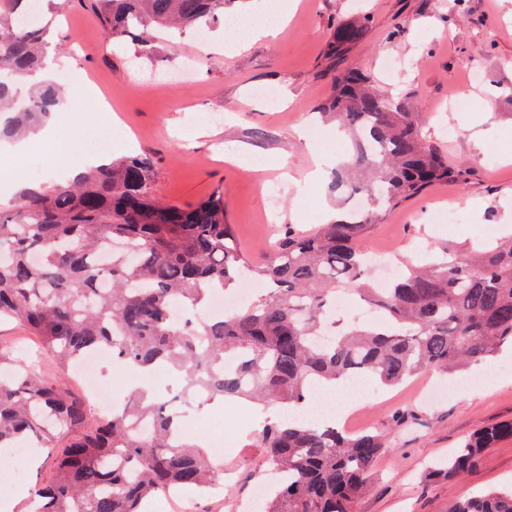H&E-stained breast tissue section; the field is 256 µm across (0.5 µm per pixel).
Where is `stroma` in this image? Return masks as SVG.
I'll return each mask as SVG.
<instances>
[{
  "label": "stroma",
  "mask_w": 512,
  "mask_h": 512,
  "mask_svg": "<svg viewBox=\"0 0 512 512\" xmlns=\"http://www.w3.org/2000/svg\"><path fill=\"white\" fill-rule=\"evenodd\" d=\"M289 12L276 39H260L239 50L231 45L225 26L210 30L207 43L195 32L160 36L154 56L139 58L130 40H110L93 11L70 0L54 27L55 55L67 58L62 82L65 95L88 88L94 93L89 110L59 112L55 129L41 145L57 151L73 131H80L86 150H94L101 131L117 121L133 139L134 152L156 164L159 196L180 205L195 204L214 191L224 193V208L242 247L261 255L269 237L282 225L311 230L325 223V210L335 207L329 177L310 183L306 177L325 155L327 167L340 157L334 147L336 125L320 117L336 91V79L358 68L368 72L383 92L405 100L424 120L425 136L466 168L464 184H435L420 195L387 211L364 239L365 247L386 246L395 257L408 259L440 243L471 246L512 225V0H235L226 16L234 21ZM369 20L365 39L343 55L327 52L333 32L355 17ZM405 61L402 73H389L385 58ZM192 65V78L171 84L170 73ZM484 75L482 85L469 82V68ZM271 88L276 99L265 100L257 89ZM472 104L456 107L455 98ZM218 112L222 122L200 116ZM455 138L442 134L443 127ZM500 154L487 165L490 148ZM245 151L262 159L253 169L231 161ZM29 169V185L46 186L54 176L37 154L25 151L10 159ZM0 175V206L15 199V182ZM283 189L275 220H268L264 188ZM447 205L462 215L459 224L441 223L437 207ZM24 344L41 369L74 392L81 379L61 371L42 354L36 337L14 321L0 323V342ZM510 364L507 373L498 372ZM488 374L490 385L428 402L418 391L425 381L448 387ZM386 404L360 401L349 393L337 408L361 405L362 429L386 436L388 446L371 470L370 487L357 512H448L452 503L512 482V440L487 449L478 465L458 478H434L427 468L447 458L450 450L478 428L512 420V350L475 363L454 374L427 371L394 387ZM195 440L209 444L211 433L224 436V462L236 466L238 482L223 502L200 498L195 512H232L236 500L248 498L255 482L269 471L255 442L267 419L251 400L198 399L187 407ZM416 411L418 424L396 425L394 416ZM59 433L52 447L33 449L23 483L14 489L26 500L49 482L56 450L69 441Z\"/></svg>",
  "instance_id": "1"
}]
</instances>
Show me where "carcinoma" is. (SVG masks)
<instances>
[{
  "label": "carcinoma",
  "mask_w": 512,
  "mask_h": 512,
  "mask_svg": "<svg viewBox=\"0 0 512 512\" xmlns=\"http://www.w3.org/2000/svg\"><path fill=\"white\" fill-rule=\"evenodd\" d=\"M24 0H0V140L38 126L60 106L61 89L41 84L26 99L17 79L46 66V28L20 19ZM110 39L129 38L138 53L155 51V31L196 30L224 19L233 0H81ZM366 18L336 28L328 51L344 53L366 35ZM325 115L353 141L331 178L339 196L378 205L306 233L291 224L257 263L239 247L224 194L193 207L156 193L149 156L112 158L76 180L24 190L0 210V321L16 320L65 367L91 349H109L121 363L167 365L193 395L247 397L282 407L310 399L319 384L372 376L393 386L429 368L458 370L512 345V234L484 246L444 245L383 288L368 282L359 242L382 213L435 183H458L461 169L423 134L403 103L371 75L348 70ZM250 277L266 292L238 312L198 326L172 317L174 302L198 310L217 291ZM351 292L377 312L370 326L341 323L325 346L336 295ZM237 361L233 370L225 361ZM0 448L50 447L55 432L78 435L36 491L38 512H141L142 503L174 488H208L221 463L208 449L175 438L166 403L136 392L112 417H91L92 405L38 373L14 345L0 344ZM512 422L479 429L432 475L458 477L497 442ZM255 447L288 472L263 512H356L383 436L351 434L298 417L269 420ZM448 512H512V487L458 501Z\"/></svg>",
  "instance_id": "obj_1"
}]
</instances>
